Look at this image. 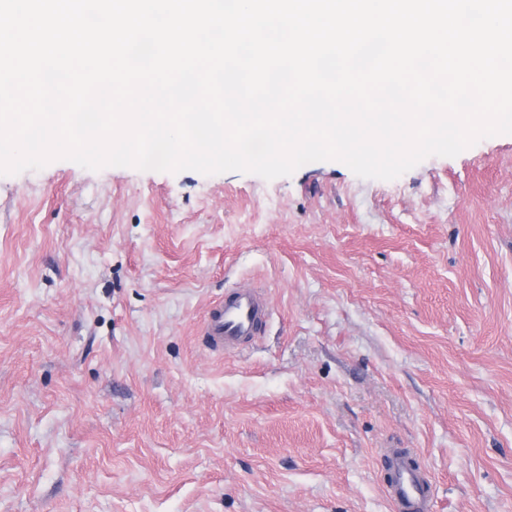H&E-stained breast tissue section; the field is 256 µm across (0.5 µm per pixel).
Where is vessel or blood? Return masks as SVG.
<instances>
[{
    "mask_svg": "<svg viewBox=\"0 0 512 512\" xmlns=\"http://www.w3.org/2000/svg\"><path fill=\"white\" fill-rule=\"evenodd\" d=\"M266 316L260 286L236 289L209 311L204 322L206 342L215 352L238 348L260 333ZM389 490L398 512H430V485L406 460L396 461Z\"/></svg>",
    "mask_w": 512,
    "mask_h": 512,
    "instance_id": "obj_1",
    "label": "vessel or blood"
}]
</instances>
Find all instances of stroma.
Segmentation results:
<instances>
[{"instance_id":"1","label":"stroma","mask_w":512,"mask_h":512,"mask_svg":"<svg viewBox=\"0 0 512 512\" xmlns=\"http://www.w3.org/2000/svg\"><path fill=\"white\" fill-rule=\"evenodd\" d=\"M263 285L243 352L197 334ZM512 512V137L400 177L0 175V512ZM390 495L398 512H429L432 492L420 471H414L406 459L395 462Z\"/></svg>"}]
</instances>
